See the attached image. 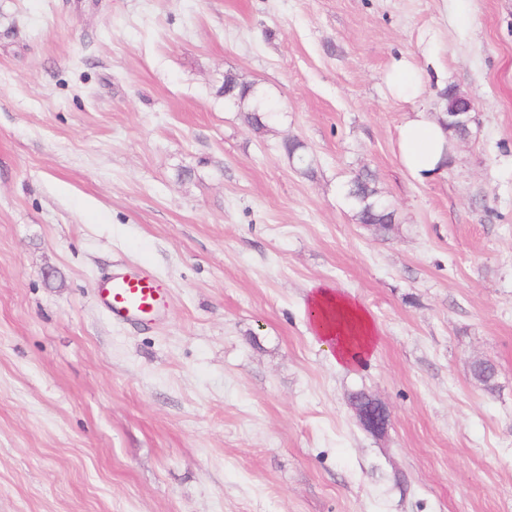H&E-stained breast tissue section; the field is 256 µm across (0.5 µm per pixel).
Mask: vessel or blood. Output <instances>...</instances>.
<instances>
[{
    "instance_id": "b4317fda",
    "label": "vessel or blood",
    "mask_w": 512,
    "mask_h": 512,
    "mask_svg": "<svg viewBox=\"0 0 512 512\" xmlns=\"http://www.w3.org/2000/svg\"><path fill=\"white\" fill-rule=\"evenodd\" d=\"M99 304L117 322L152 323L169 305L166 288L149 272H111L95 290Z\"/></svg>"
}]
</instances>
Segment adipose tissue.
<instances>
[{"mask_svg":"<svg viewBox=\"0 0 512 512\" xmlns=\"http://www.w3.org/2000/svg\"><path fill=\"white\" fill-rule=\"evenodd\" d=\"M448 141L440 123L428 119L425 112H413L399 130V158L415 178H428L445 163ZM309 310L314 333L337 366L356 368L372 354L378 329L355 298L318 284L309 298Z\"/></svg>","mask_w":512,"mask_h":512,"instance_id":"ef3b65f1","label":"adipose tissue"}]
</instances>
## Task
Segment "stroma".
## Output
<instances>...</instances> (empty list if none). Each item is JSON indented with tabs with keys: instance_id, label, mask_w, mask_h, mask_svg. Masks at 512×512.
Wrapping results in <instances>:
<instances>
[{
	"instance_id": "1",
	"label": "stroma",
	"mask_w": 512,
	"mask_h": 512,
	"mask_svg": "<svg viewBox=\"0 0 512 512\" xmlns=\"http://www.w3.org/2000/svg\"><path fill=\"white\" fill-rule=\"evenodd\" d=\"M450 87L471 135L421 181L399 128ZM365 167L386 239L345 197ZM117 266L167 284L150 327L99 307ZM317 283L378 327L355 370ZM0 512H512V0H0ZM387 83L393 96L402 101H415L425 91V76L403 62L397 63L388 75ZM220 92L242 112H246L245 120L255 131H267L277 111L264 99H257L258 94L252 84L226 74ZM283 150L288 161L296 170H300L304 175L312 173V166L309 156L304 151V146L299 141H286L283 143ZM309 297L310 321L337 366L353 369L372 354L378 329L354 296L328 284H316ZM349 405L364 430L374 435H383L387 431L391 415L380 400L376 398L369 406H363L351 400Z\"/></svg>"
}]
</instances>
